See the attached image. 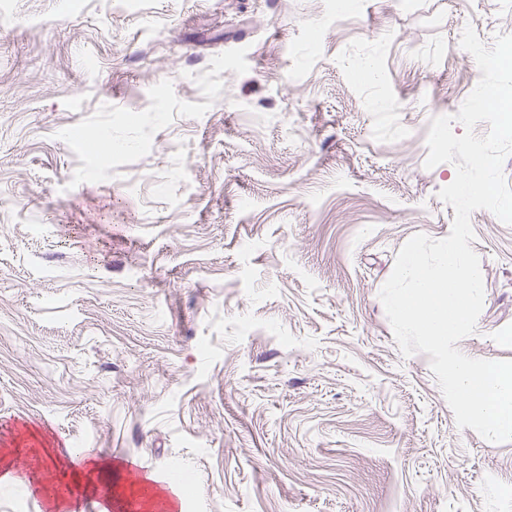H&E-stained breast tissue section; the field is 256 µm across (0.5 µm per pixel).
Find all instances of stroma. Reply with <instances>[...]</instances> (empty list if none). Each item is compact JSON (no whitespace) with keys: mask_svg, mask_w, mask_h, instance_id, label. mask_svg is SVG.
I'll list each match as a JSON object with an SVG mask.
<instances>
[{"mask_svg":"<svg viewBox=\"0 0 512 512\" xmlns=\"http://www.w3.org/2000/svg\"><path fill=\"white\" fill-rule=\"evenodd\" d=\"M0 0V457L47 512L87 456L196 512H512V442L459 428L380 299L445 238L432 117L504 0ZM512 359V225L471 215Z\"/></svg>","mask_w":512,"mask_h":512,"instance_id":"stroma-1","label":"stroma"}]
</instances>
